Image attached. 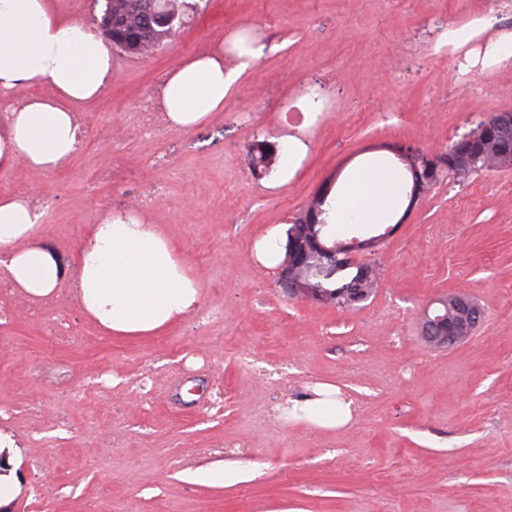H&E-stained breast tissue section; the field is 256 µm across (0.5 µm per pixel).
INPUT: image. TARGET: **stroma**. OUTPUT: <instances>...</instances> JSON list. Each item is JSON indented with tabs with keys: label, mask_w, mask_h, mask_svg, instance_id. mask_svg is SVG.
Listing matches in <instances>:
<instances>
[{
	"label": "stroma",
	"mask_w": 512,
	"mask_h": 512,
	"mask_svg": "<svg viewBox=\"0 0 512 512\" xmlns=\"http://www.w3.org/2000/svg\"><path fill=\"white\" fill-rule=\"evenodd\" d=\"M486 17L488 38L512 36L496 0H197L152 56L115 53L64 167L0 171V194L49 202L34 243L63 270L36 303L0 278V428L23 450L9 512H512V167L447 178L385 225L328 227L333 241L376 240L355 254L380 274L362 307L289 298L254 255L364 157L440 150L512 110V63L441 45ZM242 29L269 48L223 110L144 137L134 109L162 76ZM308 88L325 101L309 127L293 109ZM110 127L124 132L113 154L99 135ZM294 127L309 152L292 179L255 175L253 142L283 146ZM153 187L158 201L140 206ZM137 209L203 303L159 335L109 336L77 301L76 255L98 214ZM457 292L483 317L434 347L421 311ZM318 384L353 401L345 426L288 420ZM212 465L240 474L195 479Z\"/></svg>",
	"instance_id": "35a3bbf8"
}]
</instances>
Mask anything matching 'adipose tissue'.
<instances>
[{
	"label": "adipose tissue",
	"instance_id": "adipose-tissue-1",
	"mask_svg": "<svg viewBox=\"0 0 512 512\" xmlns=\"http://www.w3.org/2000/svg\"><path fill=\"white\" fill-rule=\"evenodd\" d=\"M262 49L235 38L187 58L164 76L159 105L176 130L203 124L224 107L242 75ZM112 79V50L96 30L58 18L48 0H0V110L9 123L0 133V169L22 164L52 171L77 151V105L101 95ZM49 83L56 95L12 101L22 84ZM401 178L378 160L352 170L333 193L330 223L379 224L399 201ZM42 216L30 195L0 196V264L12 284L32 301L49 297L63 276L56 258L35 246ZM78 300L104 332L149 336L198 310L199 282L171 241L146 215L109 212L98 216L79 251ZM314 397L293 402L289 418L322 428L345 425L349 405H337L336 389L317 385ZM22 450L0 430V508L21 492Z\"/></svg>",
	"mask_w": 512,
	"mask_h": 512
}]
</instances>
